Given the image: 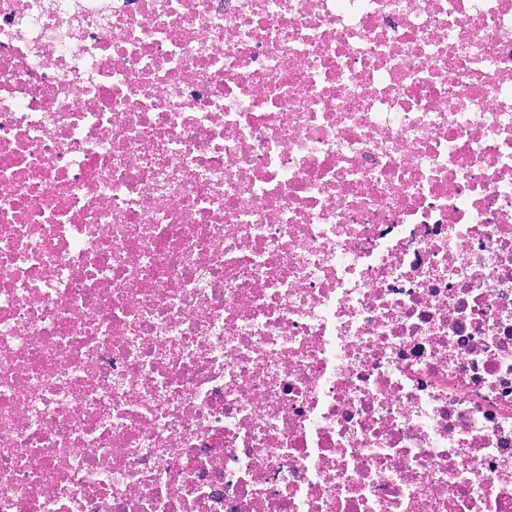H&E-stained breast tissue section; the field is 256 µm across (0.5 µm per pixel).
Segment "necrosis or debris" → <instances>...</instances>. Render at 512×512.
Here are the masks:
<instances>
[{
  "label": "necrosis or debris",
  "mask_w": 512,
  "mask_h": 512,
  "mask_svg": "<svg viewBox=\"0 0 512 512\" xmlns=\"http://www.w3.org/2000/svg\"><path fill=\"white\" fill-rule=\"evenodd\" d=\"M0 512H512V0H0Z\"/></svg>",
  "instance_id": "obj_1"
}]
</instances>
